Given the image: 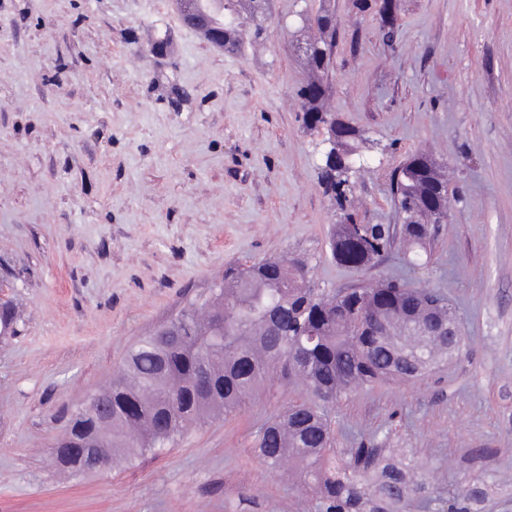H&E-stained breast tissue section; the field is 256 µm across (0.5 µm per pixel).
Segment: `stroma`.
Wrapping results in <instances>:
<instances>
[{
    "instance_id": "1",
    "label": "stroma",
    "mask_w": 512,
    "mask_h": 512,
    "mask_svg": "<svg viewBox=\"0 0 512 512\" xmlns=\"http://www.w3.org/2000/svg\"><path fill=\"white\" fill-rule=\"evenodd\" d=\"M329 13L331 30L302 25ZM166 38L168 54L149 47ZM332 41L323 111L366 156L347 210L395 224L393 173L414 155L448 180L426 265L396 245L334 261L340 218L302 123L297 44ZM309 255L323 288L382 279L447 296L456 358L330 409L337 445L377 447L418 485L412 512L483 488L512 512V0H272L269 38L228 54L178 0H0V278L23 324L0 340V512H307L254 438L302 387L270 374L241 409L158 456L61 475L69 411L131 345L226 272Z\"/></svg>"
}]
</instances>
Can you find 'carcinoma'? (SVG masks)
<instances>
[{
  "label": "carcinoma",
  "instance_id": "obj_1",
  "mask_svg": "<svg viewBox=\"0 0 512 512\" xmlns=\"http://www.w3.org/2000/svg\"><path fill=\"white\" fill-rule=\"evenodd\" d=\"M224 51L267 37V0H223ZM307 65L324 85L332 44L301 43ZM329 151L320 178L340 210L350 180L333 173L337 163L358 156L355 137L336 138V119L326 116ZM438 187V207L448 208V183L434 161L416 155L392 179L402 219L401 238L418 257L438 220L420 205L424 182ZM342 215L330 248L354 269L377 264L395 243L393 232L375 224L378 245L365 250ZM308 256L267 258L224 275L201 303H193L162 327L141 336L112 379L107 401L112 422L70 419L64 448L80 446L95 431L112 459L159 453L177 443L187 427L240 408L266 375L276 370L306 397L288 404L256 433L254 447L265 465L293 464L309 512H410L413 489L404 470L377 448H338L328 406L354 390L389 379L414 380L448 362V324L453 303L428 288L394 280L373 287L318 288ZM20 315L11 301L0 305V336L18 334Z\"/></svg>",
  "mask_w": 512,
  "mask_h": 512
}]
</instances>
